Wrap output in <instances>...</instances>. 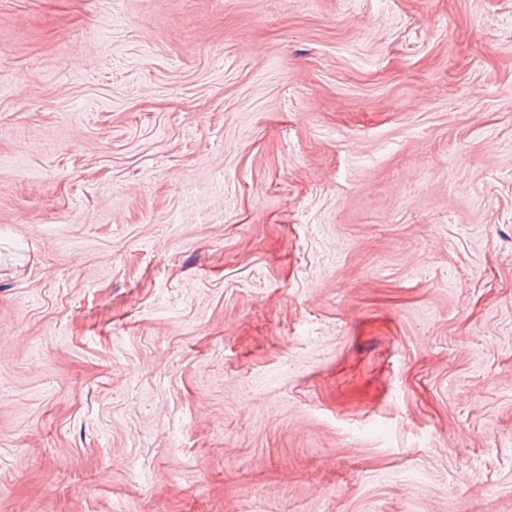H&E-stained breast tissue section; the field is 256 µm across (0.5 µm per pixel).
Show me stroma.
Returning a JSON list of instances; mask_svg holds the SVG:
<instances>
[{
    "mask_svg": "<svg viewBox=\"0 0 512 512\" xmlns=\"http://www.w3.org/2000/svg\"><path fill=\"white\" fill-rule=\"evenodd\" d=\"M0 512H512V0H0Z\"/></svg>",
    "mask_w": 512,
    "mask_h": 512,
    "instance_id": "obj_1",
    "label": "stroma"
}]
</instances>
